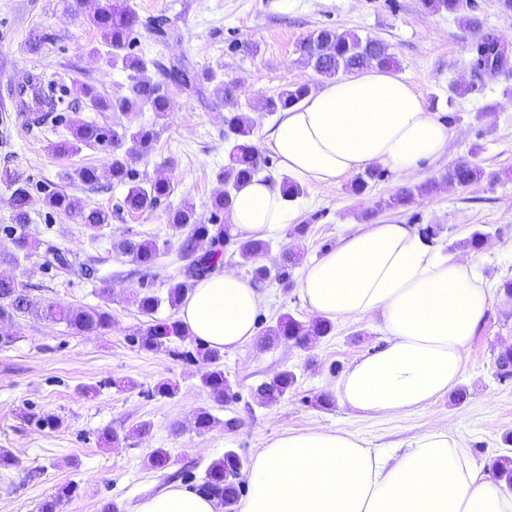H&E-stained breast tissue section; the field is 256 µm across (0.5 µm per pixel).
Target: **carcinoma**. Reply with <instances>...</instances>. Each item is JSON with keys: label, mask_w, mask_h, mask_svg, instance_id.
Returning <instances> with one entry per match:
<instances>
[{"label": "carcinoma", "mask_w": 512, "mask_h": 512, "mask_svg": "<svg viewBox=\"0 0 512 512\" xmlns=\"http://www.w3.org/2000/svg\"><path fill=\"white\" fill-rule=\"evenodd\" d=\"M422 8L430 14L446 11L459 15V22L465 27L477 23L475 17L463 12V0H421ZM90 24L100 31L103 43L113 55V63L130 71V95L118 99H106L86 88L84 95L89 98L92 108L100 111L129 112L135 107H148L157 118H163L171 107L169 87L189 90L197 84V76L187 68L172 65L165 73V83L154 82L144 76L147 62L131 52L132 34L138 26L136 11L128 0H106L89 16ZM303 62L325 78H332L338 72L351 73L369 66L388 69L396 64L388 47L378 39L361 38L356 33L340 32L336 29L322 28L298 44ZM470 65L477 73L496 74L507 62L505 46L491 34L483 35L469 48ZM311 90L308 84H295L282 89L277 95L262 99L260 109L271 114L281 112L302 100ZM64 88L44 82L41 77L32 75L21 86L17 107L29 112H57L59 119L66 122L72 132L73 140L54 145L56 151H79L83 146L110 145L112 179L127 186L124 207L130 211H142L156 207L168 197L172 190L170 179L164 172L142 183L136 180L132 164L147 155L158 137L155 127L140 126L135 129L123 128L119 131L89 123L78 113H69ZM226 127L227 163L217 175L224 184V191L212 201L211 217L204 222L197 217L193 202L184 201L181 208L170 217V222L178 229L190 227V233L182 244V251L192 254L191 261L182 269L183 280L175 283L168 292L170 307L180 305L185 288L192 282L210 275L223 260L224 251L234 246L242 260L252 264L254 280L261 283L268 277L266 266L257 264L267 251V243L260 239L236 241L230 234L228 225L222 222V216L230 209L233 193L239 186L253 178L267 160L252 142L253 124L242 113L231 112L224 117ZM130 142L123 152L119 147ZM484 176V170L478 165L462 161L441 174L440 180L427 181L410 188L402 189L387 206L406 205L417 196H423L440 185L468 186ZM12 189V203L15 221L21 226L27 223V208L31 201L30 185L6 172L0 176ZM43 202L52 210L75 215L83 224L100 226L108 223L109 215L101 209H86L79 200L46 187L42 188ZM123 253L131 261L143 268L153 265L156 245L151 241H125L121 244ZM33 308L32 301L20 291L15 283L0 277V316L10 317L15 313H26ZM41 315L51 322H64L81 333L92 334L106 328L110 323L108 312L99 309H78L61 303H49L42 307ZM332 331L327 319L316 318L303 323L289 314L279 317L268 327L266 335L271 340L307 343L314 338L326 336ZM186 336L185 330L177 321L156 322L141 330L137 337L138 345L150 351H163L168 348L171 339ZM494 364L496 375L502 380H512V347L498 352ZM202 384L208 388L217 404H224L231 395V386L220 369L206 370L201 374ZM296 375L288 370L277 374L270 382L257 388V395L266 404H275L294 386ZM242 467V461L233 451L224 454V458L213 462L206 470L199 485L200 490L217 499L221 506L229 509L238 499L240 489L237 483L227 479V473ZM496 478L512 489V457L502 455L496 459Z\"/></svg>", "instance_id": "cac0c4a2"}]
</instances>
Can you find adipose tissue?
<instances>
[{
	"instance_id": "1",
	"label": "adipose tissue",
	"mask_w": 512,
	"mask_h": 512,
	"mask_svg": "<svg viewBox=\"0 0 512 512\" xmlns=\"http://www.w3.org/2000/svg\"><path fill=\"white\" fill-rule=\"evenodd\" d=\"M455 131L400 74L368 67L341 76L280 112L263 150L307 187L339 184L381 165L400 175L447 155ZM296 217L279 185L255 176L233 195L232 235L260 239ZM301 299L331 320L380 319L384 346L356 360L336 385L365 415H409L457 386L493 296L471 260L440 252L410 224H361L309 264ZM263 301L227 270L184 298L178 319L197 342L224 352L250 345ZM235 512H512L490 467L438 427L402 451L369 447L324 428L281 434L256 456ZM135 512H223L217 500L174 483Z\"/></svg>"
}]
</instances>
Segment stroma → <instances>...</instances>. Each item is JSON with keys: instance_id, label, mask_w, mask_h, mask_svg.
<instances>
[{"instance_id": "1", "label": "stroma", "mask_w": 512, "mask_h": 512, "mask_svg": "<svg viewBox=\"0 0 512 512\" xmlns=\"http://www.w3.org/2000/svg\"><path fill=\"white\" fill-rule=\"evenodd\" d=\"M104 0H0V171L30 180L35 189L28 222L16 226L10 188L0 182V276L14 281L33 301L75 308H101L111 322L100 333L80 335L66 324L36 313L0 318V512H41L59 500L60 512H134L136 505L168 484L197 487L207 467L235 451L251 467L267 441L286 431L324 427L344 430L372 447L394 449L435 427L455 429L477 463L512 455V380L495 376L494 359L512 347V296L499 285L512 279V63L496 74H477L468 49L485 33L512 49V12L499 0H464L480 26L468 29L456 15H430L420 0H129L140 24L134 49L161 80V67L182 63L202 78L199 90L172 91L164 120L149 109L100 112L84 87L107 99L127 95L128 73L108 61V48L88 16ZM163 21L165 41L150 28ZM321 28L351 31L388 46L402 74L422 94L430 111L447 118L456 136L446 157L410 176L385 172L360 195L349 182L303 188L297 223L304 234L280 227L267 237L262 264L271 270L260 283L264 301L253 344L222 353L217 363L235 397L215 405L200 382L204 366L183 358L195 349L191 338L173 340L169 351L141 349L135 341L150 319L176 320L166 297L181 279L187 260L181 252L185 230L169 221L183 200H192L200 218L210 215L223 169L224 102L219 83L238 84L236 109L251 117L252 140L261 144L275 120L262 112V98L307 83L319 88L323 77L299 61L297 44ZM257 45L256 53L235 52L231 43ZM66 86L71 111L85 121L114 129L157 124L151 152L135 163L141 180L166 171L170 196L139 212L123 206L124 185L109 175L111 146L53 152L52 144L72 134L54 113L20 112L17 91L30 75ZM470 91L455 95L453 86ZM460 161L477 163L484 178L415 198L404 207L382 208L403 188L439 176ZM96 168L99 181L82 183V167ZM48 184L104 210L108 224L91 228L65 212L47 208L38 191ZM354 224H412L432 228L442 253L461 254V241L479 231L483 250L473 258L494 299L469 351L452 395L408 416L361 418L342 405L336 384L356 359L382 345L375 321L360 317L334 321L331 333L306 345L269 342L264 332L283 314L306 322L304 268L333 248ZM124 240H150L159 248L152 267L142 268L122 254ZM62 252L67 266L50 263ZM297 262H289V253ZM151 293L162 303L154 316L141 314L136 297ZM283 370L297 381L277 403L261 404L256 389ZM176 384L175 395L161 397L158 382ZM207 409L217 422L199 432L194 417ZM58 419L54 428L37 417ZM167 453L164 467L148 464L156 449Z\"/></svg>"}]
</instances>
